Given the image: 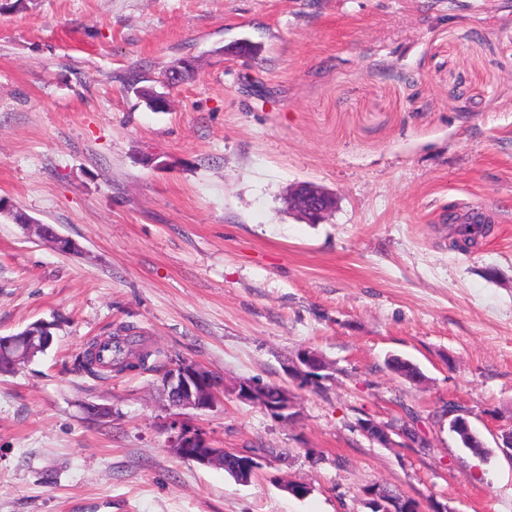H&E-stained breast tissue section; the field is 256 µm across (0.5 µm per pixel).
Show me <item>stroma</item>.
<instances>
[{"label":"stroma","instance_id":"obj_1","mask_svg":"<svg viewBox=\"0 0 512 512\" xmlns=\"http://www.w3.org/2000/svg\"><path fill=\"white\" fill-rule=\"evenodd\" d=\"M244 39L257 56L225 55ZM184 57L195 75L150 110L137 86ZM302 182L336 196L321 223L283 203ZM0 202L83 248L0 215V336L55 324L0 374V512H366L373 483L512 512V0H0ZM464 202L492 224L466 253ZM126 324L223 378L188 419L271 449L250 484L171 452L157 374L76 369ZM304 348L319 388L285 371ZM241 379L290 390L297 420L238 400ZM411 415L426 445L358 428ZM19 213L20 219L17 220L16 224H20L26 230L33 229V231L40 239L50 243L57 252L65 255H73L81 253L83 251L82 247L75 240L60 235L57 232L53 236H51L48 233H46L44 224H37L35 222H32L28 220L25 216H23L22 212Z\"/></svg>","mask_w":512,"mask_h":512}]
</instances>
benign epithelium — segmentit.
<instances>
[{
  "label": "benign epithelium",
  "mask_w": 512,
  "mask_h": 512,
  "mask_svg": "<svg viewBox=\"0 0 512 512\" xmlns=\"http://www.w3.org/2000/svg\"><path fill=\"white\" fill-rule=\"evenodd\" d=\"M287 203L288 210L296 212L310 224H317L335 208L336 197L313 183L304 182L288 192ZM17 223L34 231L61 254L82 252V247L75 240L58 233L51 236L46 233L44 225L32 222L23 215ZM50 329L51 324L42 321L29 325L16 335L0 336V370L15 372L31 361L34 353L45 351L52 343ZM326 369L328 366L322 355L309 349L298 351L296 359L286 367L287 374L296 381L306 380L318 385L325 379L321 372ZM159 383L167 398L169 410L172 411L168 424L173 431L170 440L172 453L202 466L224 467V456L228 451L215 446L199 428L182 416V411L186 409L203 411L212 408L222 384L217 382L211 372L186 361L170 365L160 377ZM232 392L241 401L261 406L278 421L290 422L297 417L294 397L284 388L280 389L275 402L269 401L262 385L250 379L238 381ZM359 428L368 439L384 446L395 444V434L405 436L403 428L370 418L360 421ZM263 459L264 456L254 453L236 454L235 468L239 482L250 483ZM364 497L371 512H401L402 501L390 498L377 488L364 493Z\"/></svg>",
  "instance_id": "benign-epithelium-1"
}]
</instances>
